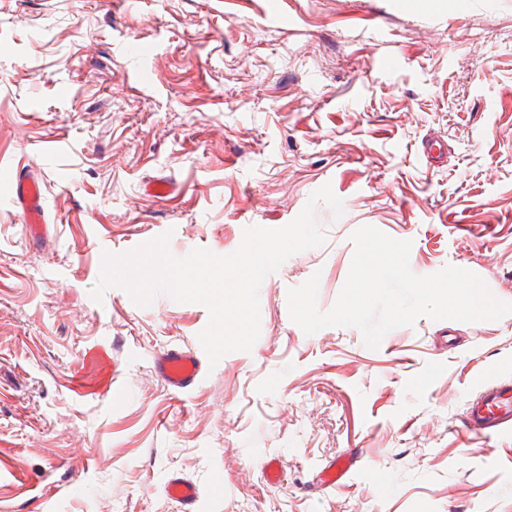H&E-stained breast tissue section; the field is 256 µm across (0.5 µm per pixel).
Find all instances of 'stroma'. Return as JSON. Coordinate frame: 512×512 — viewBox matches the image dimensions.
I'll list each match as a JSON object with an SVG mask.
<instances>
[{"instance_id":"1","label":"stroma","mask_w":512,"mask_h":512,"mask_svg":"<svg viewBox=\"0 0 512 512\" xmlns=\"http://www.w3.org/2000/svg\"><path fill=\"white\" fill-rule=\"evenodd\" d=\"M429 135L447 161L422 157ZM18 168L44 197L36 239ZM326 184L343 216L317 204L325 241L265 277L252 350L187 392L154 357L201 351L207 309L91 296L104 252L168 232L176 256L227 255ZM362 226L411 241L418 275L464 268L512 303V0H0V512H181L174 474L197 512H512V430L465 432L480 386L512 380V313L422 316L375 350L291 320L315 274L333 307ZM11 202L17 207L25 224L34 230V238L46 224L43 197L39 182L28 170L17 169L10 180ZM355 462L352 456L334 460L321 474L320 483L325 486L335 487L340 483ZM165 492L182 507V512H195L199 501V491L194 483L172 475L165 484Z\"/></svg>"}]
</instances>
